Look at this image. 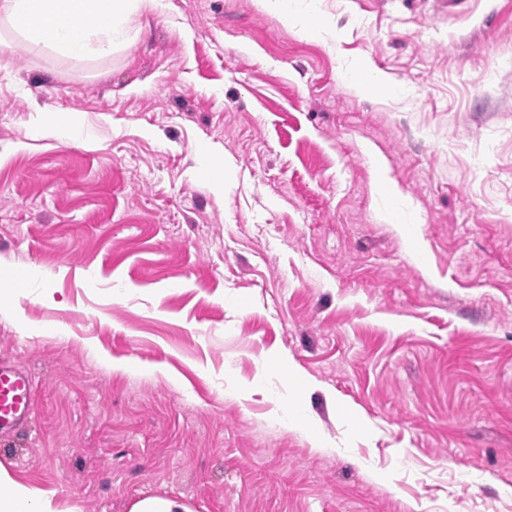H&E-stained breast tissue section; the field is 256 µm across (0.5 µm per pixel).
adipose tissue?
I'll list each match as a JSON object with an SVG mask.
<instances>
[{"label": "adipose tissue", "mask_w": 512, "mask_h": 512, "mask_svg": "<svg viewBox=\"0 0 512 512\" xmlns=\"http://www.w3.org/2000/svg\"><path fill=\"white\" fill-rule=\"evenodd\" d=\"M159 0H0V15L33 43L71 57L90 45L112 52L128 41L130 22ZM0 512H58L51 497L0 466Z\"/></svg>", "instance_id": "ef3b65f1"}]
</instances>
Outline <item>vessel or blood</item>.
Returning <instances> with one entry per match:
<instances>
[{"instance_id":"1","label":"vessel or blood","mask_w":512,"mask_h":512,"mask_svg":"<svg viewBox=\"0 0 512 512\" xmlns=\"http://www.w3.org/2000/svg\"><path fill=\"white\" fill-rule=\"evenodd\" d=\"M35 382L30 373L0 363V436L26 426L35 414Z\"/></svg>"}]
</instances>
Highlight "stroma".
<instances>
[{
    "label": "stroma",
    "instance_id": "35a3bbf8",
    "mask_svg": "<svg viewBox=\"0 0 512 512\" xmlns=\"http://www.w3.org/2000/svg\"><path fill=\"white\" fill-rule=\"evenodd\" d=\"M283 5L317 34L166 0L80 60L0 19V465L61 512H512V0ZM35 382L30 373L0 363V437L26 426L35 414ZM189 509L178 499L171 497H145L135 503L132 512H188Z\"/></svg>",
    "mask_w": 512,
    "mask_h": 512
}]
</instances>
